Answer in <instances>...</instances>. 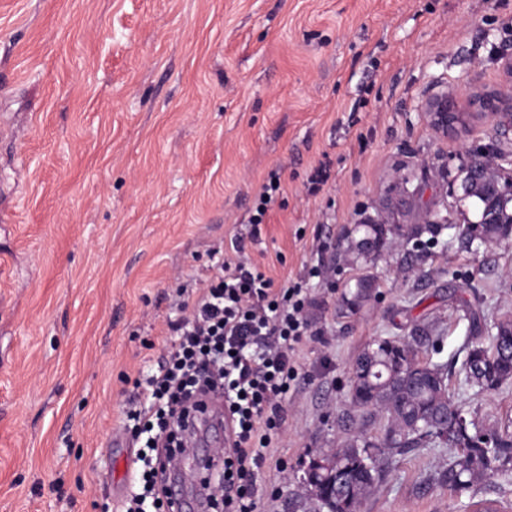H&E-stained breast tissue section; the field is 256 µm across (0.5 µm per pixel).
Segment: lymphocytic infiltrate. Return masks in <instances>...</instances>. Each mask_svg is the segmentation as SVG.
<instances>
[{"label":"lymphocytic infiltrate","mask_w":512,"mask_h":512,"mask_svg":"<svg viewBox=\"0 0 512 512\" xmlns=\"http://www.w3.org/2000/svg\"><path fill=\"white\" fill-rule=\"evenodd\" d=\"M209 279L176 282L168 321L176 341L126 413L141 469L124 512H168L167 464L210 393L224 395V457L204 479V507L257 512V474L287 427L285 402L299 376L297 353L314 336L309 289L278 284L245 254L242 238Z\"/></svg>","instance_id":"obj_1"}]
</instances>
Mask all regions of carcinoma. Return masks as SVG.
<instances>
[{
  "label": "carcinoma",
  "mask_w": 512,
  "mask_h": 512,
  "mask_svg": "<svg viewBox=\"0 0 512 512\" xmlns=\"http://www.w3.org/2000/svg\"><path fill=\"white\" fill-rule=\"evenodd\" d=\"M364 228V237L348 241L347 246L360 255L378 249L386 235L383 224H366ZM511 235L512 224H468L459 232L468 244L478 246ZM493 330L488 343L467 344L461 366L465 382L487 390L512 382V320L493 324ZM354 365L361 370L372 367L377 374L350 387V405L380 413L386 424L377 439L360 435L344 447L322 454L327 467L315 475L316 487L330 490L333 472L344 484V492L336 493L335 512L361 508L382 480L390 456L408 448L444 443L445 428L454 434L455 447L460 449L442 474L450 489L463 491L479 479L512 474V439L469 416L453 401L441 364L420 360L418 350L404 340H390L386 350L373 342ZM365 446L381 449L380 456L365 466H350L356 449Z\"/></svg>",
  "instance_id": "carcinoma-1"
}]
</instances>
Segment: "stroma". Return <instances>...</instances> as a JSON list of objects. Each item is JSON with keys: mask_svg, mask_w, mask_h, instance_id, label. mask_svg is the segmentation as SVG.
<instances>
[{"mask_svg": "<svg viewBox=\"0 0 512 512\" xmlns=\"http://www.w3.org/2000/svg\"><path fill=\"white\" fill-rule=\"evenodd\" d=\"M511 59L512 0H0V512H121L140 467L123 413L173 343L166 294L238 234L275 282L303 276L317 234L336 268L309 282L319 335L258 512H308L306 462L381 435L349 403L379 338L443 337L454 401L512 436V383L461 374L467 307L512 320V238L458 236L480 218L459 189L466 149L512 145L474 101L512 97ZM444 96L461 121L441 134L427 105ZM273 171L283 193L248 239ZM367 224L385 245L347 253ZM411 224L435 225L432 243ZM363 274L371 298L346 307ZM454 454L393 456L362 512H512V479L448 488Z\"/></svg>", "mask_w": 512, "mask_h": 512, "instance_id": "35a3bbf8", "label": "stroma"}]
</instances>
